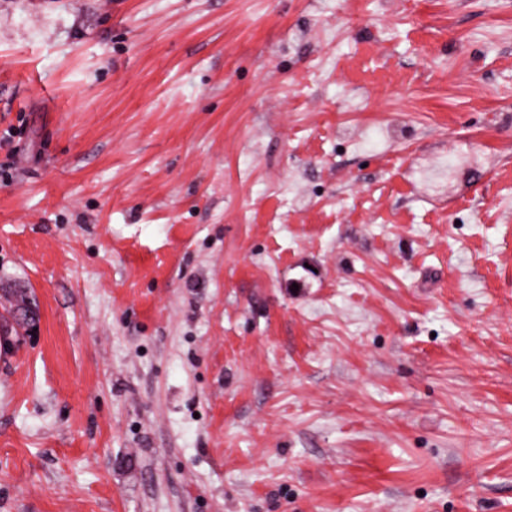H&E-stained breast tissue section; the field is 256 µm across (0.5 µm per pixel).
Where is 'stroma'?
Instances as JSON below:
<instances>
[{"mask_svg": "<svg viewBox=\"0 0 512 512\" xmlns=\"http://www.w3.org/2000/svg\"><path fill=\"white\" fill-rule=\"evenodd\" d=\"M0 512H512V0H0Z\"/></svg>", "mask_w": 512, "mask_h": 512, "instance_id": "35a3bbf8", "label": "stroma"}]
</instances>
